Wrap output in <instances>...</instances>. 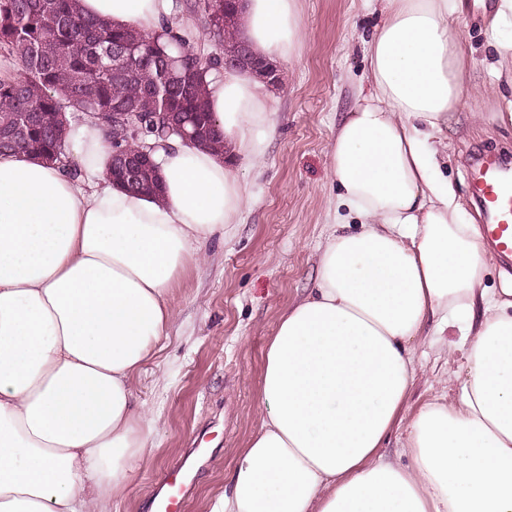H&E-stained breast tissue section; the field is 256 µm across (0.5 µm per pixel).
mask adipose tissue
<instances>
[{
    "instance_id": "1",
    "label": "adipose tissue",
    "mask_w": 512,
    "mask_h": 512,
    "mask_svg": "<svg viewBox=\"0 0 512 512\" xmlns=\"http://www.w3.org/2000/svg\"><path fill=\"white\" fill-rule=\"evenodd\" d=\"M145 34L171 0H78ZM361 88L329 152L336 205L361 227L327 238L306 297L265 354L259 425L212 512H512V282L490 256L438 159L463 95L462 0H375ZM238 37L270 59L305 38L297 0H243ZM275 97L227 69L209 107L223 151L178 144L163 195L110 183L112 147L91 122L69 140L77 180L0 152V512H105L157 426L135 381L167 338L169 303L248 192L228 164L259 167ZM457 329L458 402L408 406L425 327ZM405 425L407 464L379 450Z\"/></svg>"
}]
</instances>
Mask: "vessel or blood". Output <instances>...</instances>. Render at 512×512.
<instances>
[{"mask_svg": "<svg viewBox=\"0 0 512 512\" xmlns=\"http://www.w3.org/2000/svg\"><path fill=\"white\" fill-rule=\"evenodd\" d=\"M475 188L488 217L482 226L487 243L500 258L512 259V170L486 165L478 171ZM207 455V449H189L180 463L160 475L153 495L154 512H185Z\"/></svg>", "mask_w": 512, "mask_h": 512, "instance_id": "b4317fda", "label": "vessel or blood"}]
</instances>
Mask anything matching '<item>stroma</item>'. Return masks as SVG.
I'll return each instance as SVG.
<instances>
[{
  "mask_svg": "<svg viewBox=\"0 0 512 512\" xmlns=\"http://www.w3.org/2000/svg\"><path fill=\"white\" fill-rule=\"evenodd\" d=\"M298 8L307 37L291 61L279 64L283 83L264 161L238 170L249 203L238 224L208 240L205 261L186 267L170 297L176 321L136 382L159 426L110 512H150L160 474L196 446L210 448L212 461L186 512H211L257 425L266 342L281 313L314 285L336 209L330 144L367 82L363 47L380 17L364 0H298ZM458 33L470 52L440 171L478 223L472 161L482 154L512 158V123L500 118L512 101V53L499 52L480 13L467 11ZM415 359L411 408L440 396L458 400L459 385L434 348L422 344Z\"/></svg>",
  "mask_w": 512,
  "mask_h": 512,
  "instance_id": "1",
  "label": "stroma"
}]
</instances>
